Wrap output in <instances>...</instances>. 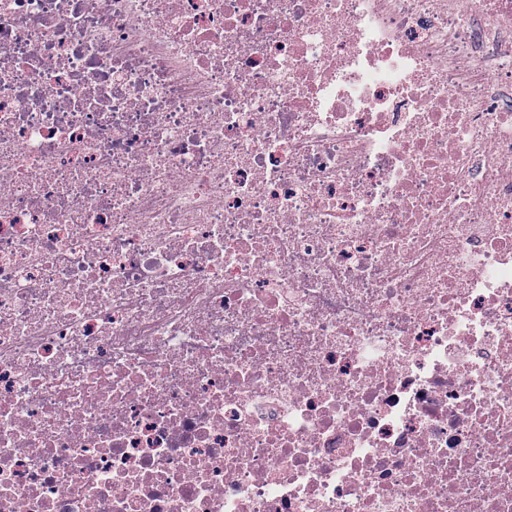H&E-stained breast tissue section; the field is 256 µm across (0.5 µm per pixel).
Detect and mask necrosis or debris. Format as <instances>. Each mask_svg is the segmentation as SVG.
Returning <instances> with one entry per match:
<instances>
[{
  "label": "necrosis or debris",
  "mask_w": 512,
  "mask_h": 512,
  "mask_svg": "<svg viewBox=\"0 0 512 512\" xmlns=\"http://www.w3.org/2000/svg\"><path fill=\"white\" fill-rule=\"evenodd\" d=\"M0 512H512V0H0Z\"/></svg>",
  "instance_id": "4bbe7bcc"
}]
</instances>
